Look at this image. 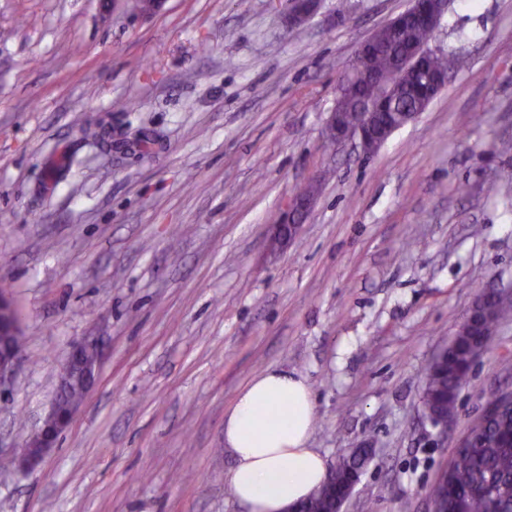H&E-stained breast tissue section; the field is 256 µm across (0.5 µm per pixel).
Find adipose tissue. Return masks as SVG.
<instances>
[{"mask_svg":"<svg viewBox=\"0 0 512 512\" xmlns=\"http://www.w3.org/2000/svg\"><path fill=\"white\" fill-rule=\"evenodd\" d=\"M312 394L300 375L268 369L242 388L224 417V447L235 461L228 483L250 512H288L328 476L310 448Z\"/></svg>","mask_w":512,"mask_h":512,"instance_id":"ef3b65f1","label":"adipose tissue"}]
</instances>
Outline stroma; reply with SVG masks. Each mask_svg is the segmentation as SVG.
Returning a JSON list of instances; mask_svg holds the SVG:
<instances>
[{
	"label": "stroma",
	"instance_id": "stroma-1",
	"mask_svg": "<svg viewBox=\"0 0 512 512\" xmlns=\"http://www.w3.org/2000/svg\"><path fill=\"white\" fill-rule=\"evenodd\" d=\"M289 4L0 0V280L25 351L0 460L51 409L71 343L102 344L55 447L0 467V512H248L224 414L270 368L305 378L328 465L373 446L343 512H429L490 393L512 390L511 321L447 443L420 416L423 369L480 289L512 290V0H448L428 46L464 66L370 155L323 132L360 44L409 0H319L299 26ZM314 196L294 195L288 202L287 213L278 224H272L271 241L284 246L293 241L300 232L303 221L308 215Z\"/></svg>",
	"mask_w": 512,
	"mask_h": 512
}]
</instances>
